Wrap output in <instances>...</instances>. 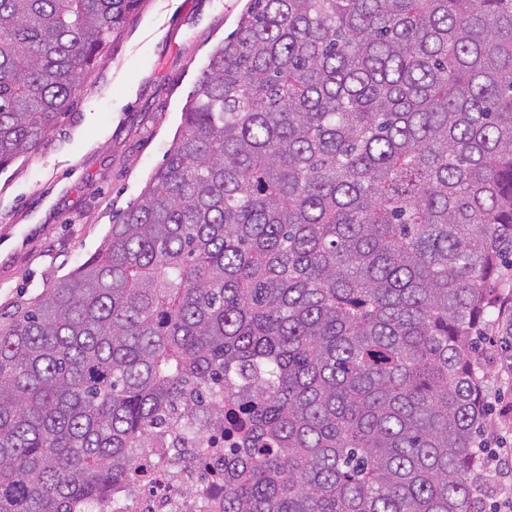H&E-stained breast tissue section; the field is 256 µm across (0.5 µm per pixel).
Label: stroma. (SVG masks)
Listing matches in <instances>:
<instances>
[{
    "instance_id": "1",
    "label": "stroma",
    "mask_w": 512,
    "mask_h": 512,
    "mask_svg": "<svg viewBox=\"0 0 512 512\" xmlns=\"http://www.w3.org/2000/svg\"><path fill=\"white\" fill-rule=\"evenodd\" d=\"M248 0H143L32 154L0 169V313L81 265L137 201ZM485 440L512 444V357L487 350Z\"/></svg>"
}]
</instances>
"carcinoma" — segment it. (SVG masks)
I'll use <instances>...</instances> for the list:
<instances>
[{"label": "carcinoma", "instance_id": "cac0c4a2", "mask_svg": "<svg viewBox=\"0 0 512 512\" xmlns=\"http://www.w3.org/2000/svg\"><path fill=\"white\" fill-rule=\"evenodd\" d=\"M141 0H0V169ZM512 0H250L98 252L0 321V512L229 426L222 512H475Z\"/></svg>", "mask_w": 512, "mask_h": 512}]
</instances>
